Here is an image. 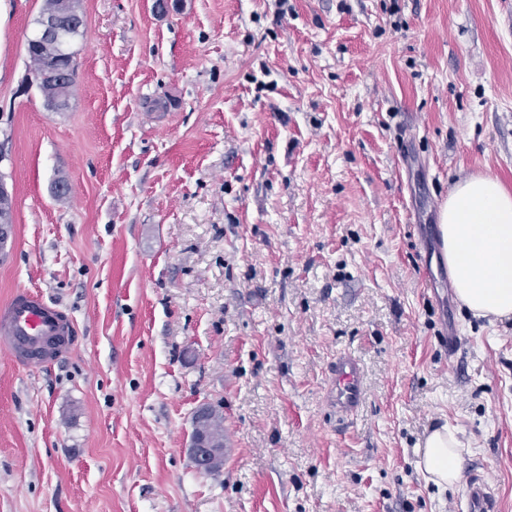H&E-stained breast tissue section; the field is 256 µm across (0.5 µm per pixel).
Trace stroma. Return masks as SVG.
Returning a JSON list of instances; mask_svg holds the SVG:
<instances>
[{"label":"stroma","instance_id":"35a3bbf8","mask_svg":"<svg viewBox=\"0 0 512 512\" xmlns=\"http://www.w3.org/2000/svg\"><path fill=\"white\" fill-rule=\"evenodd\" d=\"M42 5L0 0V305L40 291L81 341L0 350V512H457L417 468L443 424L512 512V317L457 299L438 228L459 180L512 192V0H81L64 112ZM203 403L233 448L207 475ZM328 404L336 411V419L349 420L357 413L365 396L360 363L350 352H340L329 367ZM213 420L204 427L217 431L222 439V448H224V459L221 457L219 449L216 447L218 440L211 436L199 434L195 431L198 422L203 421L209 415L207 405L199 407L192 417V435L188 448L189 458L196 471L200 473H212L220 470L231 448L226 430L223 426V418L220 412L213 407Z\"/></svg>","mask_w":512,"mask_h":512}]
</instances>
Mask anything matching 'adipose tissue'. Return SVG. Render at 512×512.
Here are the masks:
<instances>
[{
  "mask_svg": "<svg viewBox=\"0 0 512 512\" xmlns=\"http://www.w3.org/2000/svg\"><path fill=\"white\" fill-rule=\"evenodd\" d=\"M442 246L457 298L474 316L512 315V192L498 179L457 182L438 214ZM461 444L441 425L426 438L419 467L440 488L460 476Z\"/></svg>",
  "mask_w": 512,
  "mask_h": 512,
  "instance_id": "ef3b65f1",
  "label": "adipose tissue"
}]
</instances>
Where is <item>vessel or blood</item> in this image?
Instances as JSON below:
<instances>
[{
    "label": "vessel or blood",
    "instance_id": "b4317fda",
    "mask_svg": "<svg viewBox=\"0 0 512 512\" xmlns=\"http://www.w3.org/2000/svg\"><path fill=\"white\" fill-rule=\"evenodd\" d=\"M79 341L73 320L57 305L30 289L15 291L0 306V350L21 365L52 364ZM328 404L339 420L357 413L365 396L361 366L352 353L337 354L329 367ZM466 512H497L494 487L481 475L465 478Z\"/></svg>",
    "mask_w": 512,
    "mask_h": 512
}]
</instances>
